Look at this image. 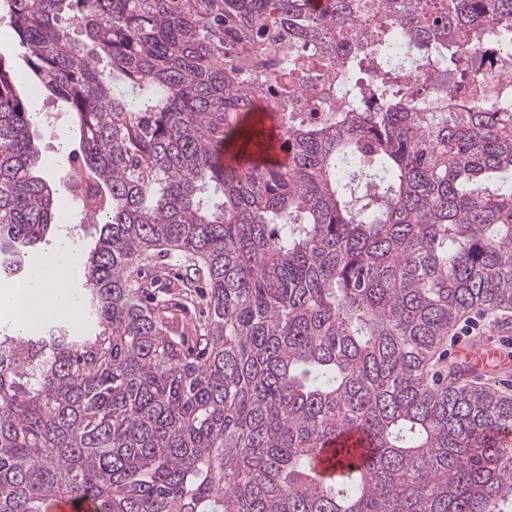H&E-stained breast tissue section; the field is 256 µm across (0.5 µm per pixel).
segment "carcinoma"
Instances as JSON below:
<instances>
[{
  "mask_svg": "<svg viewBox=\"0 0 512 512\" xmlns=\"http://www.w3.org/2000/svg\"><path fill=\"white\" fill-rule=\"evenodd\" d=\"M0 273L66 201L40 174L37 89L79 134L93 329L0 330V512H512V395L448 382V333L512 309V95L452 102L512 0H0ZM288 29L286 38L263 32ZM260 51L279 81L226 58ZM346 64L348 112L288 98ZM436 64L461 75L432 87ZM288 161L262 156L268 135ZM176 251L207 316L186 350L139 279ZM350 432L367 448L342 443ZM333 448L326 479L312 460ZM0 43L2 44H10L11 47L15 48L14 51V64L15 69L20 76V80H24L27 75V67L25 58L23 56L22 50L16 47V35L12 26L8 24L7 20H0ZM307 73L311 84L330 90V98L317 101L305 95L290 97L288 99V112L301 120L303 125L309 128H318L330 121L333 115L331 112L341 110L340 89L336 85V75L329 73L325 68H321L315 63L309 66Z\"/></svg>",
  "mask_w": 512,
  "mask_h": 512,
  "instance_id": "1",
  "label": "carcinoma"
}]
</instances>
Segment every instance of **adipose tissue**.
Returning a JSON list of instances; mask_svg holds the SVG:
<instances>
[{
    "label": "adipose tissue",
    "instance_id": "1",
    "mask_svg": "<svg viewBox=\"0 0 512 512\" xmlns=\"http://www.w3.org/2000/svg\"><path fill=\"white\" fill-rule=\"evenodd\" d=\"M57 249L59 255L54 261V273H37L26 285L0 280L1 329L26 332L31 330L39 319L66 313L65 282L72 267L70 239L60 237Z\"/></svg>",
    "mask_w": 512,
    "mask_h": 512
}]
</instances>
